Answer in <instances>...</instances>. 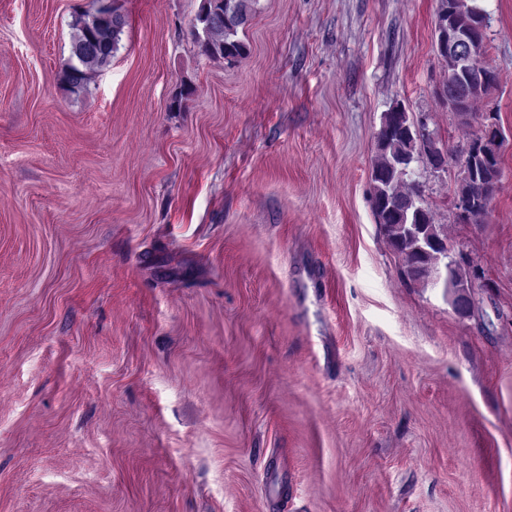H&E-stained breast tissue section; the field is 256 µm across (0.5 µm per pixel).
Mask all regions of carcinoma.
Listing matches in <instances>:
<instances>
[{"instance_id": "cac0c4a2", "label": "carcinoma", "mask_w": 512, "mask_h": 512, "mask_svg": "<svg viewBox=\"0 0 512 512\" xmlns=\"http://www.w3.org/2000/svg\"><path fill=\"white\" fill-rule=\"evenodd\" d=\"M255 0H202L192 25V34L200 54L210 58L239 60L248 55L246 43L238 37L246 29ZM435 17L444 21L448 34L471 33L472 57L484 61L487 34L480 28L488 22L487 12L480 0H436ZM127 25L125 14L112 0V6L96 8L78 14L72 21L75 30L71 58L61 72V81L74 94L88 90L89 72L108 66L119 49L121 35ZM448 73L447 85L463 93L447 98L448 110L466 118L472 104L488 97L495 85L477 87L471 84L465 64L451 54H440ZM478 147L466 162L460 163L455 194L475 196L478 208L486 206L475 195L479 183L500 181L501 148L503 140L496 134H478ZM377 161L372 167L373 209L384 235L394 251L402 256L405 274L415 280L429 276L431 252L446 239L441 226L434 222L430 209L424 202L400 190V185L410 174L411 163L419 157L420 145L413 132V122L408 112L395 106L384 114L377 133ZM475 270L454 265L448 269V282L456 288L458 299L466 293L476 278Z\"/></svg>"}]
</instances>
